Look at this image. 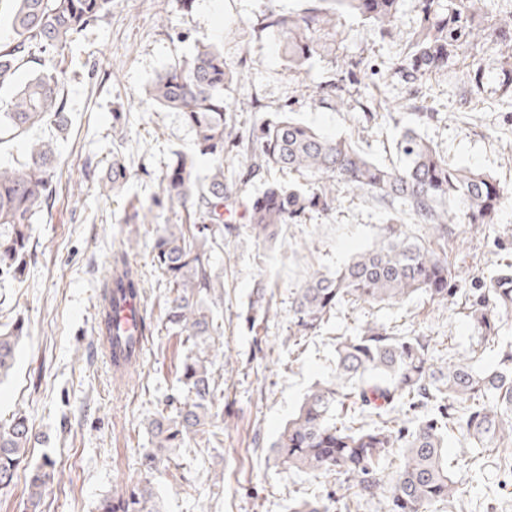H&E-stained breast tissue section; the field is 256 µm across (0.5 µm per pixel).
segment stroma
<instances>
[{
  "mask_svg": "<svg viewBox=\"0 0 512 512\" xmlns=\"http://www.w3.org/2000/svg\"><path fill=\"white\" fill-rule=\"evenodd\" d=\"M267 6L268 0H194L186 9L181 0H113L111 14L82 31L65 53L67 131L61 135L45 124L30 133L57 147L55 195L37 217L24 276L0 281V329L10 328L19 316L27 328L15 369L0 384V422L25 410L37 436L29 462L46 456L57 462L59 481L44 495L42 512H97L101 499L138 481L137 460L151 446L147 421L158 401L181 392L185 351L160 325L165 288L152 263L156 224H132L128 216L131 201L147 203L158 194L172 151L192 146L193 132L181 115L146 102L143 92L196 43L223 46L226 62L241 74L240 81L225 87L224 101L242 136L285 111L321 133L355 137L369 157L389 165L396 161L395 137L411 126L449 164L486 172L512 188V100L495 92L500 70L490 74L487 92L468 100L462 97L467 56L452 72L406 82L388 73L402 43L370 21L346 14L338 25L339 53L361 59L356 81H341L325 60L293 72L275 37L254 27ZM330 80L342 84L336 104L313 93ZM252 97L260 110L240 108V101ZM374 97L394 102L395 110L366 119L361 107ZM116 112L124 115L118 129L112 126ZM422 112L430 113V120L420 121ZM116 147L129 180L105 197L84 180V169L91 163L107 170ZM241 170L238 160L224 163L225 180L237 184L242 201L261 194L271 180L303 181L299 174L274 170L243 183ZM385 220L386 211L375 200L342 187L335 209L284 225L276 244L259 246L244 235L213 255L226 285L214 313L232 356L230 366L215 368L226 379L216 423L219 439L211 443L198 436L180 450L175 465L154 474L160 512H288L292 501L341 490V476L315 478L276 466L270 450L305 393L331 374L337 337L377 322L402 336L433 337L442 357L475 348L464 297L434 301L421 293L396 305L344 304L317 334L291 342L288 309L294 289L307 273L335 271L371 247ZM131 239L138 243L130 259L142 274L146 315L157 328L145 341L136 378L120 384L112 378L94 326L109 260ZM448 256L464 268L468 287H485L512 265V204L501 208L494 225L459 229L448 241ZM260 281L272 294L273 311L252 329L245 316ZM473 453L470 440L449 437L448 456L460 462L454 478L471 487L462 512H512V471L501 452L486 454L475 470L462 464Z\"/></svg>",
  "mask_w": 512,
  "mask_h": 512,
  "instance_id": "obj_1",
  "label": "stroma"
}]
</instances>
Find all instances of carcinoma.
<instances>
[{
	"label": "carcinoma",
	"mask_w": 512,
	"mask_h": 512,
	"mask_svg": "<svg viewBox=\"0 0 512 512\" xmlns=\"http://www.w3.org/2000/svg\"><path fill=\"white\" fill-rule=\"evenodd\" d=\"M12 43L0 47V144L21 142L27 162L19 168L0 164V278L24 273L35 217L50 207L59 156L51 140H30L29 131L49 120L65 125L64 69L55 59L65 54L73 35L112 12L113 0H13ZM416 14V27L401 28L406 11ZM360 15L392 39L404 41L391 70L405 80L452 71L459 57H473L469 92L481 94L489 66L479 57L485 45L497 48L492 65L503 72L512 66V13L498 0H306L305 8L281 13L269 7L258 25L273 30L282 44L288 69L301 71L316 58H336L337 20ZM47 58L49 68L16 83L18 69ZM240 80L229 68L224 50L199 43L194 51L159 73L145 89V99L178 112L194 134L193 149L176 151L165 164L161 192L152 204L133 206L130 220L155 221L153 207L167 202L181 210L180 223L156 229L152 261L167 291L165 329L183 337L181 395L159 403L148 420L152 448L139 460L145 478L104 498L98 512H158L149 475L170 461L167 452L185 448L211 424L212 409L224 399L213 377L218 358L231 356L215 342L224 328L213 307L224 300V276L215 271L212 253L247 230L258 242H276L284 224H299L310 212L335 208L341 185L371 196L388 210L377 242L350 258L333 273L307 275L290 301L294 340L318 333L332 311L344 303H400L416 293L449 299L466 279L448 259L444 244L458 226L470 229L496 223L508 194L492 176L448 164L416 130L407 128L396 140L399 164L370 159L353 138L317 133L287 115L263 120L243 141L227 119L224 88ZM244 160L246 177L272 166L299 173L304 186L271 182L263 193L242 205L243 224L228 218L233 191L224 184V161ZM209 161L199 174L197 157ZM99 192L123 188L127 166L112 155L109 171L96 177ZM408 214L424 233L411 234L401 216ZM133 242L112 255L104 285L112 305L143 297L144 283L130 262ZM252 317L268 315L271 299L257 290ZM478 345L497 343L493 367L477 365V350L439 359L425 336H398L383 324L368 323L356 334L336 341V363L330 379L306 394L271 451L276 463L314 477L334 471L344 477L351 503L385 497L390 512H437V504L455 507L465 490L452 479L445 450L456 431L476 442L477 456L493 441L512 443V342L500 340L502 320L512 318V270L500 271L489 287L472 294L467 307ZM25 330L17 319L0 331V379L12 370ZM98 333L112 337L113 375L129 376L139 363L144 337L153 329L143 322L140 338L127 334L108 315L99 316ZM36 439L26 412L18 410L0 423V487L13 483ZM395 463L386 471L385 464ZM56 476L49 457L29 471L28 512H38L43 494ZM338 499H302L289 512H331Z\"/></svg>",
	"instance_id": "carcinoma-1"
}]
</instances>
